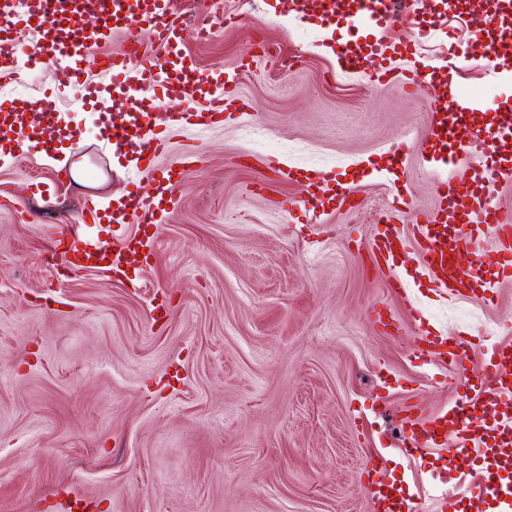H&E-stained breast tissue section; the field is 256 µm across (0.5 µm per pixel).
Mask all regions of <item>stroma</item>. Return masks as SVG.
I'll return each instance as SVG.
<instances>
[{"instance_id":"stroma-1","label":"stroma","mask_w":512,"mask_h":512,"mask_svg":"<svg viewBox=\"0 0 512 512\" xmlns=\"http://www.w3.org/2000/svg\"><path fill=\"white\" fill-rule=\"evenodd\" d=\"M171 2L186 22L183 52L227 73L242 107L205 132L170 131V159H203L158 224L113 234L146 244V264L126 279L65 275L52 260L63 226L99 232L86 199L108 209L125 192L127 161L97 113L59 89L51 66L0 84V101L55 88L83 147L120 172L79 189L57 183L76 150L19 141L0 152V512H64L76 498L90 512H382L367 489L372 468L415 512H438L445 495L471 512L475 474L455 442L417 450L400 438L399 408L431 415L457 396L450 370L419 357L406 312L421 310L434 334L471 336L476 369L512 344V282H493L491 306L451 298L429 288L410 250L396 265L408 274L403 301L367 253L381 209L405 225L438 207L445 171L424 159L426 92L341 67L338 46L357 30L284 14L282 0ZM450 2L423 31L385 33L387 44H414L387 64L423 71L456 51L459 83L476 91L481 118H495L512 102V77L470 38L485 2ZM199 27L212 37L197 41ZM247 124L265 148L242 139ZM374 167L379 176L360 178ZM311 172L354 182L356 207L283 209L306 196ZM376 304L386 326L371 320Z\"/></svg>"}]
</instances>
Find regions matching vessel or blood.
<instances>
[{
	"label": "vessel or blood",
	"mask_w": 512,
	"mask_h": 512,
	"mask_svg": "<svg viewBox=\"0 0 512 512\" xmlns=\"http://www.w3.org/2000/svg\"><path fill=\"white\" fill-rule=\"evenodd\" d=\"M291 11L304 20L336 25L357 23L363 35L342 45L338 56L345 66L370 69L375 82L388 79L390 70L382 61L388 50L381 34L394 25L423 26L419 13L408 12L405 0H287ZM148 28L159 56L150 55L139 31ZM122 29L126 38L120 50L101 51V43ZM23 30L38 32L25 61H18L10 46ZM182 22L169 7V0H0V80L18 77L21 68L59 65L70 84L78 88L83 105L97 110L102 135L115 154L130 158L136 170L155 175V191L137 186L126 191L124 203L105 212L108 224L123 225L129 218L152 225L158 220L164 195L182 187L189 174L190 156L160 166L167 151L165 132L170 126L201 130L214 124L233 100L227 84L216 74L199 69L179 49ZM472 35L483 40L485 54L493 64L512 58V0H496L492 9L475 21ZM100 49L101 74L110 76L118 89L112 109H101V85L88 78L83 63L93 49ZM453 65L445 63L427 73L403 76L406 93L423 88L428 92L431 115L433 163L446 162L449 145L486 138L512 140V110L498 115L493 125L470 121L469 101L459 86L448 83ZM206 98L204 106L188 112L181 102L190 88ZM170 104L165 113L153 110L154 96ZM76 134L60 122L54 95L31 102L14 99L0 103V151L9 143L24 140L45 152L57 144L74 142ZM512 181V155L499 156L491 165L474 167L468 181L452 178L437 181L440 201L435 216L406 234L395 224H380L368 245L373 259L393 262L416 245L422 265L434 287L453 296L478 297L493 304L480 259L486 240L497 246L495 275L512 280V218L492 210L490 203L502 184ZM143 241L131 239L121 247L94 236L78 238L62 257L67 269H99L119 276L143 261ZM471 250L474 259L461 266L456 256ZM412 335L422 356L449 363L458 373L466 394L450 402L439 414L419 420L405 416V436L414 448L439 446L456 436L472 453L479 475L471 489L474 512H512V349L504 347L485 363L478 383H471L461 351L471 346L464 336H437L425 325L416 308H409ZM374 499L385 512H412L406 498L389 494L390 485L375 475L368 482Z\"/></svg>",
	"instance_id": "vessel-or-blood-1"
}]
</instances>
